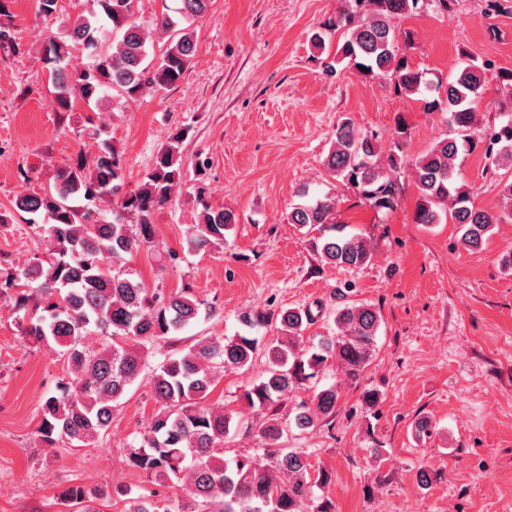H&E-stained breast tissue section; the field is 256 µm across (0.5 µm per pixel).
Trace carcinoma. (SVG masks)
Listing matches in <instances>:
<instances>
[{
  "mask_svg": "<svg viewBox=\"0 0 512 512\" xmlns=\"http://www.w3.org/2000/svg\"><path fill=\"white\" fill-rule=\"evenodd\" d=\"M98 10L82 16L61 37L48 40L45 58L56 89L59 112H73L91 101L100 102L112 91L129 99L145 88L165 89L179 82L195 56L191 35L184 33L166 48L157 64L148 61L151 33H175L182 24L203 19L211 0H178L173 14L155 19L152 27L137 18L138 0H95ZM346 5L326 30L338 33L335 52L322 60L323 72L338 74L346 66L371 79L391 84L394 93L412 96L435 90L425 102L431 111L447 114L449 133L413 162L418 189L414 212L417 224H440L449 219L461 229L460 244L480 255L489 233L512 219V113L499 125L478 124L480 91L486 63L469 58L446 83L425 80V72L409 65L399 42L411 41L394 20L424 11L429 6L446 12L449 0H345ZM484 16L512 15V0H484ZM112 22L107 35L98 13ZM82 48L95 60L73 65V50ZM191 128L173 131L159 149L154 165L141 184L124 194L112 217L100 204L123 189L121 153L95 124L88 135L97 152L80 155L57 171L54 182L38 193L17 194L13 210L0 211V224L13 223V212L42 231L48 258L14 271L0 281V293L16 291V310H32L23 336L37 344L54 342L66 364L67 377L58 393L42 404L37 438L49 447H93L104 439L128 388L148 368L158 343H168L188 326L211 317V309L184 292L169 296L150 292L144 283L122 270L126 255L151 241L153 216L181 187L185 177L184 143ZM481 148L493 170H501V196L506 209L492 213L474 205L473 191L456 165L459 155ZM402 157L381 162L375 135L357 130L344 120L336 128L333 149L324 167L333 179L354 188L380 209H389L397 195L394 172ZM302 202L291 207L287 221L316 234L314 246L322 260L346 268H361L372 260L368 242L345 232L336 221L335 198L299 192ZM47 219L37 223V217ZM237 224L231 209H204L194 225L187 247L209 251L224 245L226 232ZM241 332L233 336H204L172 353L153 369L151 384L160 409L131 448L126 463L160 484L186 491L188 512L202 506L206 512H331V503L314 504V488L330 482L323 470L312 471L306 453L282 446L290 428L308 430L331 421L339 394L334 387L317 389L309 401L284 422L279 415L283 397L298 386L318 379L334 360L357 381L372 357L381 316L368 304L345 303L336 309L337 331L316 343H306L311 324L307 309L288 308L277 313L246 310L238 316ZM279 324L277 335L265 339L262 329ZM107 337L95 347L88 336ZM265 357L259 380L244 387L247 406L262 417L258 429L269 465L260 467L250 454L226 460L224 439L238 431L241 420L233 411L214 407L209 398L220 370L251 369L256 355ZM130 490L122 485L108 491L71 485L61 505L73 512H101L103 501L118 506Z\"/></svg>",
  "mask_w": 512,
  "mask_h": 512,
  "instance_id": "cac0c4a2",
  "label": "carcinoma"
}]
</instances>
